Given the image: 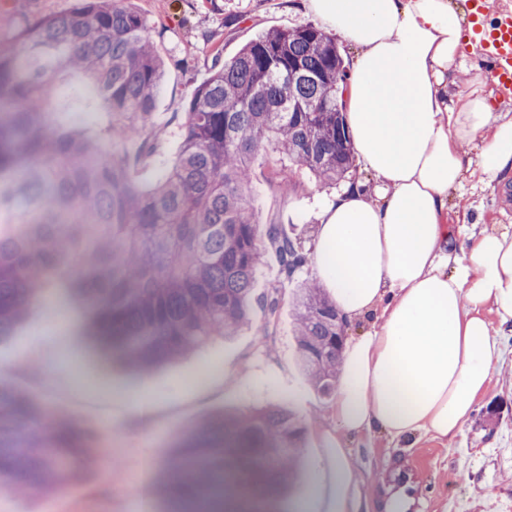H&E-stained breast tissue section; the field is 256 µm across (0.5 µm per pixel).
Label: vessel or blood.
<instances>
[{"label":"vessel or blood","instance_id":"1","mask_svg":"<svg viewBox=\"0 0 512 512\" xmlns=\"http://www.w3.org/2000/svg\"><path fill=\"white\" fill-rule=\"evenodd\" d=\"M482 21L475 30L480 54L489 62L499 97L512 98V0H501L494 14H487V0H472ZM420 466L398 461L389 468L388 485L392 493L411 502L413 512H423Z\"/></svg>","mask_w":512,"mask_h":512}]
</instances>
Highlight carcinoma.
I'll list each match as a JSON object with an SVG mask.
<instances>
[{
	"instance_id": "1",
	"label": "carcinoma",
	"mask_w": 512,
	"mask_h": 512,
	"mask_svg": "<svg viewBox=\"0 0 512 512\" xmlns=\"http://www.w3.org/2000/svg\"><path fill=\"white\" fill-rule=\"evenodd\" d=\"M19 41L27 73L0 51V102L11 108L0 122V338L59 287L102 355L141 374L235 336L249 322L264 256L276 254L289 282L307 263L301 240L258 218L255 154L269 145L288 160L274 184L300 169L336 182L352 166L336 40L309 24L246 43L193 93L177 160L148 191L128 177L120 149L135 137L147 155L157 137L164 71L144 17L125 0H79L29 24ZM73 80L105 114L103 133L57 120ZM291 307L299 368L330 396L342 350L336 307L313 280L294 289ZM305 433L283 405L210 416L177 436L152 496L269 512L301 472ZM100 449L91 426L0 386L1 488L17 490L18 474L34 471L36 487L55 490Z\"/></svg>"
}]
</instances>
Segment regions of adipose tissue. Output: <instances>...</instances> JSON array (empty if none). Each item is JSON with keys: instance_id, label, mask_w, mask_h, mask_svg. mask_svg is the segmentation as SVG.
I'll use <instances>...</instances> for the list:
<instances>
[{"instance_id": "adipose-tissue-1", "label": "adipose tissue", "mask_w": 512, "mask_h": 512, "mask_svg": "<svg viewBox=\"0 0 512 512\" xmlns=\"http://www.w3.org/2000/svg\"><path fill=\"white\" fill-rule=\"evenodd\" d=\"M356 54L343 88L352 144L374 188L323 205L312 261L345 323L363 322L341 351L329 427L301 512H364L350 446L455 438L503 358L493 325L512 326V225L447 222L448 194L474 170L512 181V113L487 96L448 103L471 26L449 0H307ZM477 157L463 152L475 140Z\"/></svg>"}]
</instances>
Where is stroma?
Instances as JSON below:
<instances>
[{"label":"stroma","instance_id":"obj_1","mask_svg":"<svg viewBox=\"0 0 512 512\" xmlns=\"http://www.w3.org/2000/svg\"><path fill=\"white\" fill-rule=\"evenodd\" d=\"M74 0H0V47H16L18 31L40 16L68 12ZM147 19L149 32L165 67L156 93L153 122L161 135L153 151L130 169L141 188H152L180 150L179 129L196 87L259 34L281 27L315 23L305 0H133ZM278 154L266 149L252 162L255 209L261 223L281 224L284 233L300 234L314 250L319 202L336 186L302 176L281 188L266 180L279 166ZM512 224V209L503 208L499 190L466 175L461 190L448 196L449 223ZM257 292L278 291L282 302L275 318L261 307L252 322L229 341L219 340L202 352L138 378L120 365H110L82 334L80 323L57 326L62 291L12 336L0 342V385L41 398L53 413L97 424L110 407L105 392L122 390V401L101 440L110 455L95 458L85 479L64 483L50 495L33 491L17 496L0 490V512H44L56 502L60 512H131L125 488L143 460L160 464L177 432L223 411L251 410L290 401L305 423L330 422L331 400L320 397L296 364V341L290 286L281 282L279 263L267 255L255 281ZM487 392L476 399L461 433L454 439L425 437L403 448L376 435L354 442L365 479L369 512H383L387 499L383 477L393 459L422 460L421 484L426 512H500L512 501V341ZM102 392L98 404H83L70 391L71 381Z\"/></svg>","mask_w":512,"mask_h":512}]
</instances>
